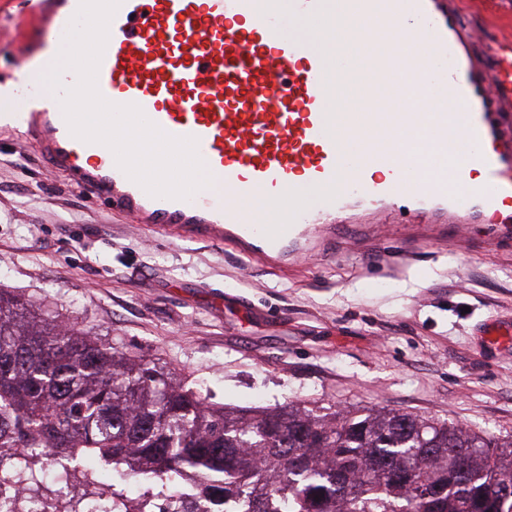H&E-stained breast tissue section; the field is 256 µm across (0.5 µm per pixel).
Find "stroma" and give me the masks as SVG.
Listing matches in <instances>:
<instances>
[{
  "mask_svg": "<svg viewBox=\"0 0 512 512\" xmlns=\"http://www.w3.org/2000/svg\"><path fill=\"white\" fill-rule=\"evenodd\" d=\"M30 0H0V88L41 41ZM336 233L284 271L152 234L0 130V291L153 359L218 406L385 407L512 434V241L478 222L420 241Z\"/></svg>",
  "mask_w": 512,
  "mask_h": 512,
  "instance_id": "obj_1",
  "label": "stroma"
}]
</instances>
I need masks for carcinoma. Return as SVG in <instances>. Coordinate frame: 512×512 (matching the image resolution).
Listing matches in <instances>:
<instances>
[{
	"label": "carcinoma",
	"instance_id": "obj_1",
	"mask_svg": "<svg viewBox=\"0 0 512 512\" xmlns=\"http://www.w3.org/2000/svg\"><path fill=\"white\" fill-rule=\"evenodd\" d=\"M0 454L38 448L69 475L64 512L121 498L136 479L181 512H512V435L385 408L291 401L236 409L208 402L143 355L0 293Z\"/></svg>",
	"mask_w": 512,
	"mask_h": 512
}]
</instances>
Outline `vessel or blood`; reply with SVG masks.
Segmentation results:
<instances>
[{"mask_svg": "<svg viewBox=\"0 0 512 512\" xmlns=\"http://www.w3.org/2000/svg\"><path fill=\"white\" fill-rule=\"evenodd\" d=\"M300 17L321 19L316 38L288 28L279 0H122L109 24L97 72L101 95L134 104L166 133L193 137L220 192L187 199L154 197L131 180L104 144L74 137L57 96L34 112H1L0 127L34 140L73 184L150 231L232 245L247 259L276 265L317 253L339 219L359 224L360 204L382 209L412 197L426 231L465 228L485 212L501 214L512 235V34L440 0H339L342 11L378 15L379 24L352 42L361 56L386 43L406 20L417 45L403 58L375 55L374 79L387 92L360 94L354 121L379 141L396 139L397 123L427 122L464 140L468 152L453 176L415 192L408 180L375 176L336 137L330 83L342 70L328 50L340 33L327 0H291ZM80 0H43L38 14L47 37L63 39ZM483 56H475V45ZM446 110L406 105L405 87ZM262 194L282 221L245 220L242 195Z\"/></svg>", "mask_w": 512, "mask_h": 512, "instance_id": "1", "label": "vessel or blood"}]
</instances>
